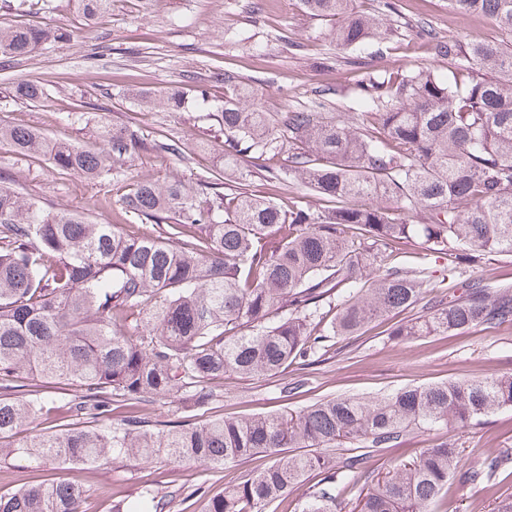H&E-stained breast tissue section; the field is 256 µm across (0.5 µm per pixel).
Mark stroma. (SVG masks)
Returning a JSON list of instances; mask_svg holds the SVG:
<instances>
[{"label":"stroma","instance_id":"stroma-1","mask_svg":"<svg viewBox=\"0 0 512 512\" xmlns=\"http://www.w3.org/2000/svg\"><path fill=\"white\" fill-rule=\"evenodd\" d=\"M19 0H0V24L50 25L70 31V40L36 50L29 59L0 67V122L26 125L45 136L94 143L101 124L131 127L144 140L169 138L181 154L137 149L115 161L102 182H90L53 168L42 157L18 154L0 142V187L18 193L50 211H72L89 219L133 227L119 202L132 183L142 178L198 182L219 173L220 147L196 148L214 113L224 105V70L237 72L254 86L266 111L286 120L304 107L333 112L350 124L367 121L363 99L373 77L392 70L431 69L445 76L451 58L439 55L440 44L469 52L477 44L499 40L501 34L486 16L453 8L450 0H356L357 10L383 18L388 34L358 47H341L332 38L333 21L309 13L301 0H112V10L88 24L69 0H51L49 8L18 7ZM43 85L42 102L28 103L13 95L15 82ZM178 83L201 85L207 102L189 101L181 112L145 110L127 95L136 86L154 92ZM278 159L248 154L239 164L257 197L277 202L299 195L320 205L312 190L274 188L266 179ZM465 280L490 288L512 285V253H491L483 262L460 269ZM409 309L368 325L360 336L339 342L328 360L306 371L301 393L278 398L280 382L292 381L295 369L281 378H225L220 412L242 417L299 410L336 396H381L407 386L512 373V324L477 327L455 335L437 334L400 340L389 336V325L415 317ZM455 439L462 462L485 455L512 454V408L500 410L476 425L441 432L415 431L398 448L377 449L368 461L371 472L394 470L437 437ZM271 463L257 454L225 469L192 462L143 464L126 460L92 466H53L46 477L80 483L89 491V512H112L114 501L140 503L150 489L167 495L166 512H200L192 492L223 491L226 480L254 475ZM512 495V457L495 480L478 486L449 481L434 512H491L499 499Z\"/></svg>","mask_w":512,"mask_h":512}]
</instances>
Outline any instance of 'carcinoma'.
Listing matches in <instances>:
<instances>
[{
	"instance_id": "cac0c4a2",
	"label": "carcinoma",
	"mask_w": 512,
	"mask_h": 512,
	"mask_svg": "<svg viewBox=\"0 0 512 512\" xmlns=\"http://www.w3.org/2000/svg\"><path fill=\"white\" fill-rule=\"evenodd\" d=\"M96 23L112 0H73ZM355 0H302L336 21L334 39L358 46L384 34L383 19L354 11ZM490 16L512 36V0H451ZM68 34L53 27L0 25V60L28 58ZM224 109L215 114L224 168L238 156L280 155L272 182L316 192L328 206L258 199L245 180L195 185L140 179L121 198L149 231L91 224L80 214L44 211L0 188V460L32 468L99 460L193 462L224 469L263 453L272 463L214 496L202 512H264L304 475L323 473L303 512H336L365 472L368 448H397L414 429L473 425L512 407V374L405 387L381 398L338 396L298 411L201 422L151 420L141 406L178 401L207 408L223 398L211 381L274 378L288 366L322 361L333 339L413 308L437 288L423 313L390 335L409 340L512 323V286L461 281L462 260L512 253V42L471 49L448 77L389 72L371 81L366 125L331 112L297 110L281 125L238 73L224 71ZM14 97L29 103L45 89L21 80ZM145 107L185 109L184 87L136 91ZM104 148L54 142L27 126H0L21 155L43 154L88 180L105 178L110 158L132 155L138 132L100 127ZM366 197L361 207L346 200ZM394 202L396 209L381 204ZM423 212L408 224L396 212ZM421 244L443 259L407 267L402 247ZM64 386L71 398L51 406L20 380ZM130 409L114 414L113 403ZM42 419L48 426L21 436ZM342 448L335 462L326 451ZM507 456L468 467L441 438L415 458L373 476L351 512H432L448 488L491 482ZM83 487L55 480L0 494V512H84Z\"/></svg>"
}]
</instances>
